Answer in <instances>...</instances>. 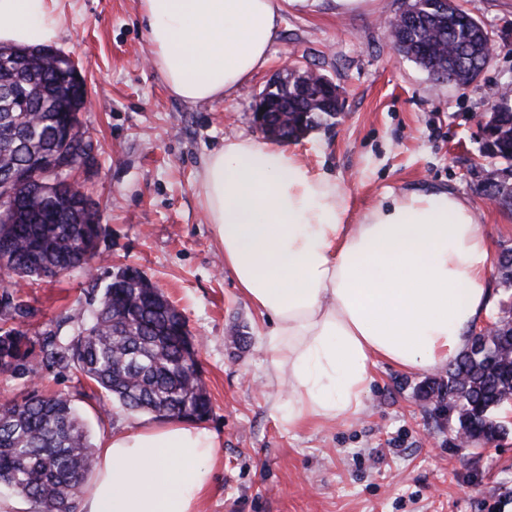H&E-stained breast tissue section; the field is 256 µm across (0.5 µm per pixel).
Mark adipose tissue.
Returning <instances> with one entry per match:
<instances>
[{"label":"adipose tissue","instance_id":"1","mask_svg":"<svg viewBox=\"0 0 512 512\" xmlns=\"http://www.w3.org/2000/svg\"><path fill=\"white\" fill-rule=\"evenodd\" d=\"M150 59L186 104L232 98L268 61L285 7L316 0H139ZM55 0H0V43L59 36ZM224 267L256 312L276 407L298 426L356 416L371 368L443 367L491 297L493 249L468 199L408 191L350 215L341 184L287 147L225 139L201 175ZM218 441L173 420L106 438L82 512H198Z\"/></svg>","mask_w":512,"mask_h":512}]
</instances>
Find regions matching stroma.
<instances>
[{
	"mask_svg": "<svg viewBox=\"0 0 512 512\" xmlns=\"http://www.w3.org/2000/svg\"><path fill=\"white\" fill-rule=\"evenodd\" d=\"M456 2L493 38L492 61L468 88L432 79L393 47L386 22L402 0H364L352 11L318 0L283 12L266 67L234 98L189 106L148 59L139 0H58L53 47L78 60L90 100L80 117L97 149L78 177L99 213L105 262L33 283L0 272V292L34 310L33 336L73 335L88 315V290L128 265L182 310L201 342L212 401L203 426L219 442L201 512H512V405L495 412L509 426L504 438L458 446L454 422L431 415L417 391L446 368L408 372L382 362L359 415L281 423L273 405L285 395L263 378L262 320L225 270L201 205L206 155L228 137L262 138L258 96L288 70L309 67L339 85L343 109L332 128L289 148L336 177L351 211L392 192L446 189L475 205L494 252L512 248V210L478 189L489 161L474 119L512 83V0ZM74 384L71 373L45 368L29 379L0 375V403L34 385L50 394ZM77 406L95 447L105 435L159 422L118 406L100 413L93 398Z\"/></svg>",
	"mask_w": 512,
	"mask_h": 512,
	"instance_id": "35a3bbf8",
	"label": "stroma"
}]
</instances>
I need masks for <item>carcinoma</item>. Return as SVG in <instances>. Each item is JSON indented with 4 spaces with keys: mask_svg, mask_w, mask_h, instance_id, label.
Here are the masks:
<instances>
[{
    "mask_svg": "<svg viewBox=\"0 0 512 512\" xmlns=\"http://www.w3.org/2000/svg\"><path fill=\"white\" fill-rule=\"evenodd\" d=\"M400 29L391 40L403 43L405 55L426 69L454 75L455 84L476 82L489 66V31L453 4L427 5L406 0ZM35 47L0 45V170L26 165L32 180L41 177L38 160L58 153L59 132L71 120L65 102L76 110L88 103L85 90L65 81L50 64L35 58ZM314 70L293 73L267 92L268 127L288 142L329 126L342 103L317 96ZM492 111L495 136L483 144L500 176L483 179V195L512 208V87L501 89ZM73 136L70 166L54 180L72 206L53 213L34 195L13 212L0 211V240L12 244L0 255V271L19 279L63 276L99 253L101 224L97 210L74 179L83 159V137ZM88 318L72 336L44 331L38 342L23 328L33 316L10 295L0 308L14 324L0 325V373L28 377L37 368L74 372L98 392L103 413L116 402L130 412H149L171 419L202 420L211 412L184 315L136 268L127 267L104 288L87 292ZM493 336L473 334L467 350L448 367V376L418 387L433 401L432 413L457 420L458 434L474 446L497 441L507 426L494 411L512 402V301L501 306ZM75 394L45 396L32 388L21 401L0 403V482L32 502L38 512H77L86 477L96 455Z\"/></svg>",
    "mask_w": 512,
    "mask_h": 512,
    "instance_id": "1",
    "label": "carcinoma"
}]
</instances>
